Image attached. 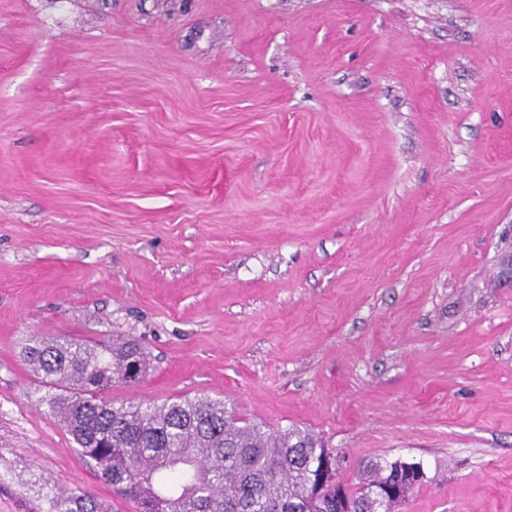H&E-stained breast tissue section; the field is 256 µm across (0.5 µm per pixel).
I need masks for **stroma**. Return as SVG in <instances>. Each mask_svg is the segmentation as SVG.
<instances>
[{
    "label": "stroma",
    "instance_id": "stroma-1",
    "mask_svg": "<svg viewBox=\"0 0 512 512\" xmlns=\"http://www.w3.org/2000/svg\"><path fill=\"white\" fill-rule=\"evenodd\" d=\"M138 338L205 393L512 512V0H0V512H136L19 356ZM43 483L52 494L43 497L45 507L39 512H108L102 501L79 487L61 490L55 482L51 485L50 480Z\"/></svg>",
    "mask_w": 512,
    "mask_h": 512
}]
</instances>
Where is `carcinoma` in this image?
Masks as SVG:
<instances>
[{"instance_id":"obj_1","label":"carcinoma","mask_w":512,"mask_h":512,"mask_svg":"<svg viewBox=\"0 0 512 512\" xmlns=\"http://www.w3.org/2000/svg\"><path fill=\"white\" fill-rule=\"evenodd\" d=\"M20 357L51 390V411L65 424L93 472L136 512H388L384 486L400 500L414 490L394 463L362 468L349 485L329 475L318 485L327 448L297 427L271 433L238 424L224 402L207 395L162 404L107 398L112 383L144 378L149 360L133 336L107 343L78 336H31ZM51 493L39 512H107L102 501L76 487Z\"/></svg>"}]
</instances>
